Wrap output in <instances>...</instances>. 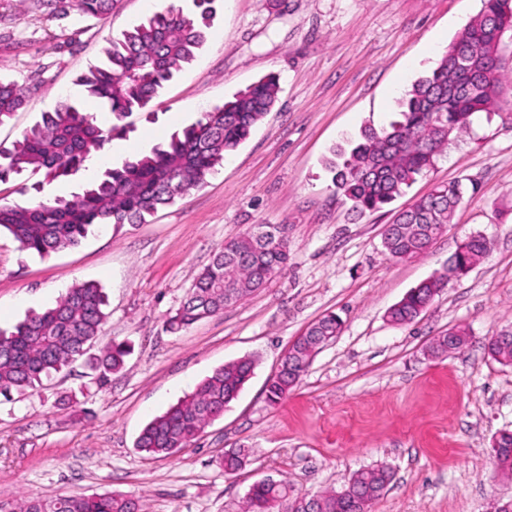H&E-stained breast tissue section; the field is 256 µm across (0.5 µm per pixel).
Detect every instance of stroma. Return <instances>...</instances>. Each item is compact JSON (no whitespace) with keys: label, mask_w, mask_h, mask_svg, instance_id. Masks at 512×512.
<instances>
[{"label":"stroma","mask_w":512,"mask_h":512,"mask_svg":"<svg viewBox=\"0 0 512 512\" xmlns=\"http://www.w3.org/2000/svg\"><path fill=\"white\" fill-rule=\"evenodd\" d=\"M157 7L115 0L101 18L61 22L33 0H0V79L39 85L28 108L0 125V148H12L63 96L111 123L78 78L100 63L110 39ZM480 8L481 0H224L196 59L152 101L151 115L131 117L102 163L149 151L277 74L278 102L251 138L203 187L146 223L92 227L79 247L44 258L0 234V329L95 281L108 299L99 346L132 349L107 386L77 364L37 393L0 398V506L10 510L24 496L120 493L144 512H239L260 479L310 496L377 465L393 478L371 512H493L512 500V475L492 457L495 435L512 431V365L485 350L512 326V92L382 210L353 211L329 165L363 127L395 120L404 90ZM451 180L478 189L426 254L391 259L382 232L394 212ZM256 224L287 225L286 273L222 314L166 331L225 240ZM477 234L488 239V256L449 281L414 323L393 325L388 309ZM332 312L341 333L285 400L269 404L265 384L282 354ZM456 326L468 330V344L427 356L429 342ZM249 354L260 359L253 377L191 446L165 457L136 448L151 419ZM74 391L79 404L64 405ZM239 445L251 463L225 474L220 459Z\"/></svg>","instance_id":"stroma-1"}]
</instances>
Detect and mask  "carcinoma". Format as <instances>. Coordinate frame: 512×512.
I'll return each instance as SVG.
<instances>
[{
    "mask_svg": "<svg viewBox=\"0 0 512 512\" xmlns=\"http://www.w3.org/2000/svg\"><path fill=\"white\" fill-rule=\"evenodd\" d=\"M56 18L74 13L103 16L113 0H49ZM219 0H193L185 13L172 7L154 11L143 24L109 42L104 59L79 79L89 97L108 104L120 121L149 111L159 95L204 44L206 30ZM512 30V0H482L478 14L457 34L433 69L415 80L398 100L397 119L389 127L366 128L348 158L332 163L336 189L358 211L383 208L401 196L418 177L432 168L448 144L467 132L475 114L490 113L512 77L500 66L501 40L495 31ZM33 87L0 80V124L27 107ZM279 92L276 77L268 75L236 93L232 100L202 113L195 123L173 132L149 152L133 155L116 168H105L70 197L44 200L40 184L22 186L23 203L0 202V229L7 230L21 250L45 257L79 245L93 225L141 224L159 208L201 187L227 154L246 142L254 128L273 111ZM115 127H102L94 113L68 99L23 134L11 150H0V182L13 174L44 173L48 181L79 171L112 141ZM466 187L459 181L441 184L429 195L399 211L383 231V245L396 260L424 254L448 229ZM488 251L479 235L464 240L448 268L411 289L388 311L398 326L415 321L448 285L466 274ZM288 225L273 239L238 236L224 242L212 262L194 279L186 299L166 321L178 332L197 321L216 316L288 269ZM101 285H72L55 305L27 315L13 330H0V395L10 398L43 387L44 381L76 363L83 364L99 385L124 369L131 348L112 342L91 354L107 318ZM342 320L331 313L311 324L283 355L277 373L266 385L267 400L276 404L288 396L307 370L316 342L334 341ZM469 333L452 328L429 346L433 355L448 353V343H468ZM488 354L512 365V341L490 337ZM257 359L243 357L224 364L203 379L194 391L142 429L136 447L150 455H171L199 438L224 414L252 378ZM498 467L512 473V433L501 432L492 448ZM249 463V451L224 454V472L233 475ZM392 475L385 466L354 473L341 490L307 497L290 495L288 484L250 486L242 512H371ZM18 512H139L138 501L120 494L50 498L27 497Z\"/></svg>",
    "mask_w": 512,
    "mask_h": 512,
    "instance_id": "cac0c4a2",
    "label": "carcinoma"
}]
</instances>
